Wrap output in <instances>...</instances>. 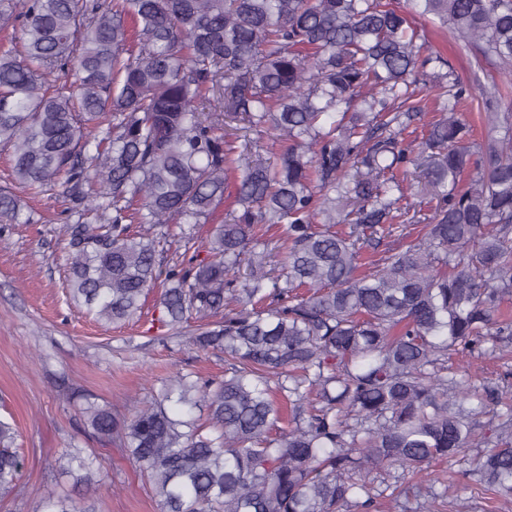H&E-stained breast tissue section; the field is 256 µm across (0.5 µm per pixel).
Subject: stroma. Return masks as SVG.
<instances>
[{
  "label": "stroma",
  "instance_id": "35a3bbf8",
  "mask_svg": "<svg viewBox=\"0 0 512 512\" xmlns=\"http://www.w3.org/2000/svg\"><path fill=\"white\" fill-rule=\"evenodd\" d=\"M430 44L451 61L462 80L484 82L474 55L445 37L430 19L416 18ZM32 221L0 223V418L16 430L24 458L13 492L0 497V512H39L46 491L73 495V481L55 466L56 451L75 444L103 458L90 502L94 512H159L148 487L128 462L119 441L88 437L79 393L124 418L132 406L159 395L162 382L183 369L208 378L224 373L223 354L203 355L162 339L158 293L141 317L105 325L69 303L68 241L61 232L66 204L59 190L30 195L16 188Z\"/></svg>",
  "mask_w": 512,
  "mask_h": 512
}]
</instances>
